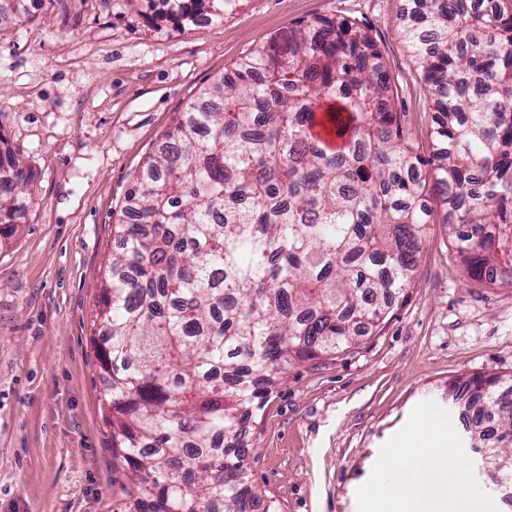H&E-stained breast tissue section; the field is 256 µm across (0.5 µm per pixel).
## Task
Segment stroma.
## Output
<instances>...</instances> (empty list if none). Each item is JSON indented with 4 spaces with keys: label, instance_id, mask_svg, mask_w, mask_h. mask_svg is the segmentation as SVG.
Wrapping results in <instances>:
<instances>
[{
    "label": "stroma",
    "instance_id": "obj_1",
    "mask_svg": "<svg viewBox=\"0 0 512 512\" xmlns=\"http://www.w3.org/2000/svg\"><path fill=\"white\" fill-rule=\"evenodd\" d=\"M403 0H244L178 29L156 0H49L0 18V135L32 172L21 224L0 230V512H134L112 453L93 347L113 213L177 112L252 48L316 16L355 18L381 50L394 109L422 156L432 114L401 37ZM402 295L355 350L289 366L246 425L249 482L273 512H359L391 448L424 415L486 512H512L463 441L450 394L473 377L512 382V285L468 278L445 211Z\"/></svg>",
    "mask_w": 512,
    "mask_h": 512
}]
</instances>
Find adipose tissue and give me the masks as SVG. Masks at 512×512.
I'll return each mask as SVG.
<instances>
[{
    "label": "adipose tissue",
    "mask_w": 512,
    "mask_h": 512,
    "mask_svg": "<svg viewBox=\"0 0 512 512\" xmlns=\"http://www.w3.org/2000/svg\"><path fill=\"white\" fill-rule=\"evenodd\" d=\"M427 418L392 448L380 478L364 492L361 512H483L465 469L439 444Z\"/></svg>",
    "instance_id": "obj_1"
}]
</instances>
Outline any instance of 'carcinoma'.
Returning a JSON list of instances; mask_svg holds the SVG:
<instances>
[{"label":"carcinoma","instance_id":"1","mask_svg":"<svg viewBox=\"0 0 512 512\" xmlns=\"http://www.w3.org/2000/svg\"><path fill=\"white\" fill-rule=\"evenodd\" d=\"M242 0H172L182 24ZM402 35L434 112L431 158L352 18H314L201 88L143 163L105 266L97 358L137 512H253L244 426L288 365L377 328L417 265L438 190L476 282L512 284V0H410ZM262 71L256 80V71ZM327 105L342 145L314 131ZM28 172L0 148V223ZM469 423L512 484V403L468 381Z\"/></svg>","mask_w":512,"mask_h":512}]
</instances>
